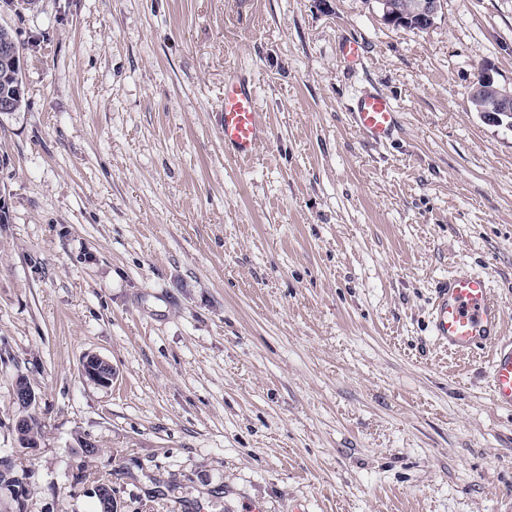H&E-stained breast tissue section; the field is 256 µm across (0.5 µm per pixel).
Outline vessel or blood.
<instances>
[{"label": "vessel or blood", "instance_id": "vessel-or-blood-1", "mask_svg": "<svg viewBox=\"0 0 512 512\" xmlns=\"http://www.w3.org/2000/svg\"><path fill=\"white\" fill-rule=\"evenodd\" d=\"M350 117L355 127L377 143L392 139L399 124V114L390 99L377 91L357 96ZM221 124L224 152L238 163L248 161L269 139L257 91L250 79L235 70L224 74ZM504 316L500 300L482 275L460 272L434 287L430 313L434 336L455 352L490 348L494 402L512 409V342L501 339Z\"/></svg>", "mask_w": 512, "mask_h": 512}]
</instances>
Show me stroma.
<instances>
[{
  "instance_id": "stroma-1",
  "label": "stroma",
  "mask_w": 512,
  "mask_h": 512,
  "mask_svg": "<svg viewBox=\"0 0 512 512\" xmlns=\"http://www.w3.org/2000/svg\"><path fill=\"white\" fill-rule=\"evenodd\" d=\"M0 25L26 84L0 119V456L31 473L24 512H98L102 481L114 512H512L491 357L428 328L434 283L468 270L512 337V128L469 99L483 68L512 88V0H443L422 31L373 0H40ZM228 70L270 127L244 164ZM366 88L393 142L353 125ZM339 49L340 60L348 69H355L363 64L365 52L361 42L355 39L344 40L339 45ZM352 123L375 143L393 138L399 124V114L390 99L378 91H366L350 108ZM83 373L91 381L108 386L112 383V366L97 355H88L83 362Z\"/></svg>"
}]
</instances>
